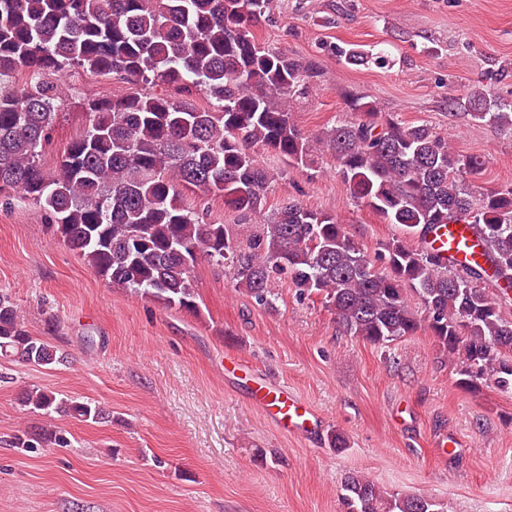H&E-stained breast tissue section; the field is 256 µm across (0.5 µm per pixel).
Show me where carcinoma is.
<instances>
[{"label":"carcinoma","mask_w":512,"mask_h":512,"mask_svg":"<svg viewBox=\"0 0 512 512\" xmlns=\"http://www.w3.org/2000/svg\"><path fill=\"white\" fill-rule=\"evenodd\" d=\"M272 0H0V197L39 205L52 235L108 282L168 307L196 311L193 273L203 260L230 267L235 287L263 307L275 281L299 296H322L345 334L386 344L429 329L468 388L492 382L512 391V188H475L485 161L460 154L423 122L404 124L365 97L353 118L310 136L292 112L314 88L311 64L266 48L255 27ZM344 62L377 61L355 46ZM71 68L129 84L110 99H84L89 121L54 174L41 156L62 98L57 77ZM27 80L13 85L17 73ZM167 87L168 95L152 87ZM204 96L208 107L193 103ZM512 132V100L492 81L448 94V113ZM261 150L296 168L331 155L350 195L396 238L372 258L333 214L293 198L266 224H208L182 205V192L224 199L242 217L264 210L274 170ZM470 224L482 261L457 267L407 238L438 224ZM493 282L499 294L485 288ZM0 357L41 367L64 354L25 326L0 293ZM33 413L97 423L100 404L60 398L38 386L21 392ZM15 448H65L67 431L19 430ZM345 512H445L424 495L383 490L351 472Z\"/></svg>","instance_id":"obj_1"}]
</instances>
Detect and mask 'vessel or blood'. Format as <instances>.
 I'll return each instance as SVG.
<instances>
[{
	"label": "vessel or blood",
	"instance_id": "b4317fda",
	"mask_svg": "<svg viewBox=\"0 0 512 512\" xmlns=\"http://www.w3.org/2000/svg\"><path fill=\"white\" fill-rule=\"evenodd\" d=\"M456 265L470 262L480 247L473 228L467 224H440L422 242ZM250 401L281 432L305 441H316L323 432L325 421L314 407L284 385H274L262 379L253 380Z\"/></svg>",
	"mask_w": 512,
	"mask_h": 512
}]
</instances>
